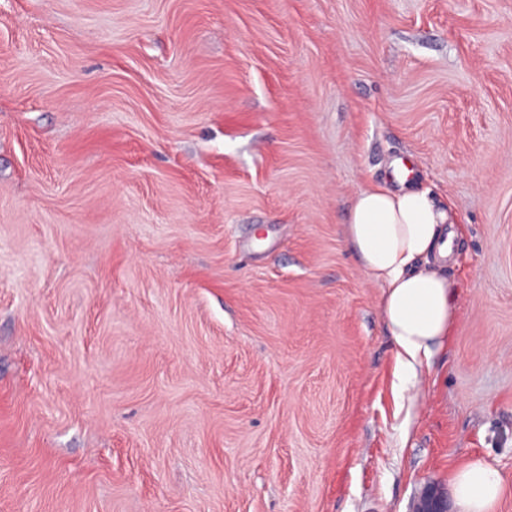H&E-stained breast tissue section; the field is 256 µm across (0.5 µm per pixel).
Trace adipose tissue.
<instances>
[{
    "instance_id": "adipose-tissue-1",
    "label": "adipose tissue",
    "mask_w": 512,
    "mask_h": 512,
    "mask_svg": "<svg viewBox=\"0 0 512 512\" xmlns=\"http://www.w3.org/2000/svg\"><path fill=\"white\" fill-rule=\"evenodd\" d=\"M347 234L383 290L400 378L414 382L455 319V283L443 271L455 259L452 219L428 191L370 185L355 198ZM450 481L458 512H497L507 493L497 471L478 458L457 467Z\"/></svg>"
}]
</instances>
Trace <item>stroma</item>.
<instances>
[{"mask_svg": "<svg viewBox=\"0 0 512 512\" xmlns=\"http://www.w3.org/2000/svg\"><path fill=\"white\" fill-rule=\"evenodd\" d=\"M456 319L397 378L346 235L396 160ZM512 490V0H0V512ZM450 481L457 512H497L507 493L497 471L479 458L462 463Z\"/></svg>", "mask_w": 512, "mask_h": 512, "instance_id": "1", "label": "stroma"}]
</instances>
